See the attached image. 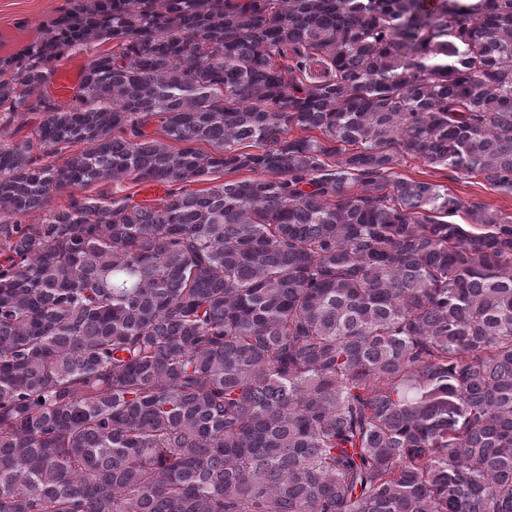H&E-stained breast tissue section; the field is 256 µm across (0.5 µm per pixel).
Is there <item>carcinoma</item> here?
<instances>
[{
  "label": "carcinoma",
  "instance_id": "cac0c4a2",
  "mask_svg": "<svg viewBox=\"0 0 512 512\" xmlns=\"http://www.w3.org/2000/svg\"><path fill=\"white\" fill-rule=\"evenodd\" d=\"M21 108L0 512H512V215L397 172L512 194V0H81ZM88 59V54L85 52L75 53L72 56H70L67 59H63L61 62L58 63V71L57 73L63 71V70H73L77 73V80L75 81L74 85V79L75 74L72 72H62L60 73L56 78V89L59 94L66 95L70 93V89L75 88L79 82L80 79V72L85 64L86 60ZM56 73V74H57ZM402 177L431 180L448 188V193L466 206L476 204L512 214V194L492 190L482 176L464 175L444 166L431 167L421 159H406L398 167ZM110 188L123 190L120 195H130L134 203L153 204L165 195L166 187L162 184L136 181L129 177Z\"/></svg>",
  "mask_w": 512,
  "mask_h": 512
}]
</instances>
